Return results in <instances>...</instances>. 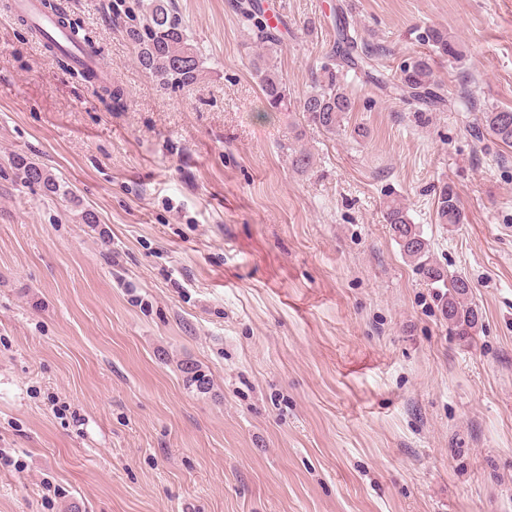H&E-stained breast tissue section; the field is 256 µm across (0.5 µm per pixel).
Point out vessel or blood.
<instances>
[{
    "label": "vessel or blood",
    "instance_id": "obj_1",
    "mask_svg": "<svg viewBox=\"0 0 512 512\" xmlns=\"http://www.w3.org/2000/svg\"><path fill=\"white\" fill-rule=\"evenodd\" d=\"M10 16L36 32L44 48L68 55L73 66L78 69L93 71L98 84H111V68L105 66L99 58L86 53L63 27L58 16L44 11L43 0H12Z\"/></svg>",
    "mask_w": 512,
    "mask_h": 512
}]
</instances>
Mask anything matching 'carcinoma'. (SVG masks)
Masks as SVG:
<instances>
[{
    "mask_svg": "<svg viewBox=\"0 0 512 512\" xmlns=\"http://www.w3.org/2000/svg\"><path fill=\"white\" fill-rule=\"evenodd\" d=\"M139 22L126 27L125 32L134 46L141 68L151 73L164 87L184 88L196 84L204 74V61L191 43L185 26L177 16L172 0H137ZM239 14L257 35L267 53L280 45L277 27L262 11L257 0H239ZM422 40L433 53L458 59L459 46L448 38V31L432 27L425 31ZM336 41L343 47L332 55V62L321 66L311 91L292 105L288 88L274 67L267 63L256 66L259 86L267 110L302 114L305 123L328 134L336 133L345 116L353 110L354 101L345 87L346 69L373 67L371 55L363 52L356 57V40L348 34L346 23H336ZM441 85L435 79L431 56L417 54L404 62L399 70L395 90L401 99L440 106L445 98ZM486 133L507 147H512V109L492 108L480 117ZM21 179L28 185L56 188L53 176L40 166L23 157L15 159ZM436 218L440 224H459L462 210L455 188L444 183L438 188ZM384 220L404 257L421 271L423 277L437 288L440 311L448 325L466 336L475 329L482 313L472 302V284L468 278L435 264L431 260L429 243L418 225L412 223L408 208L397 199L388 201Z\"/></svg>",
    "mask_w": 512,
    "mask_h": 512,
    "instance_id": "carcinoma-1",
    "label": "carcinoma"
}]
</instances>
